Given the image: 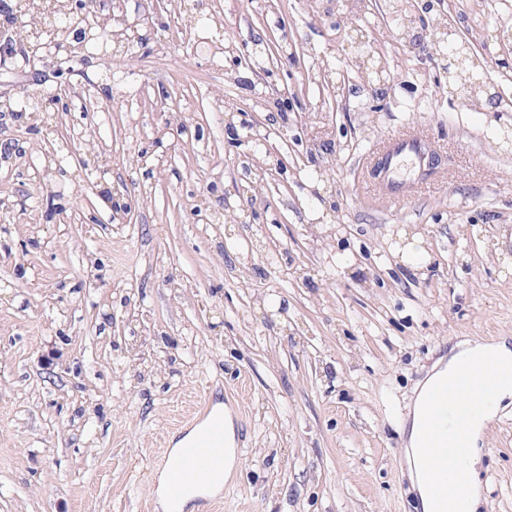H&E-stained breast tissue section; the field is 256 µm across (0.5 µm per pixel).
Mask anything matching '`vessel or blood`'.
<instances>
[{"instance_id":"b4317fda","label":"vessel or blood","mask_w":512,"mask_h":512,"mask_svg":"<svg viewBox=\"0 0 512 512\" xmlns=\"http://www.w3.org/2000/svg\"><path fill=\"white\" fill-rule=\"evenodd\" d=\"M423 147L417 138L397 139L394 146L380 156L382 175L389 183L384 195L391 203H399L405 192L393 189L396 170L404 159H421ZM505 380V372L494 355L462 364L451 384L435 387L426 402L428 422L423 438L426 453L452 451L459 466L448 478H436L433 500L435 512H440L445 492H452L455 512H465L468 482L460 466L470 454L466 428L481 413L484 401L491 397ZM224 423L210 421L207 429L185 448L173 465L170 493L180 498L203 477H218L224 471Z\"/></svg>"}]
</instances>
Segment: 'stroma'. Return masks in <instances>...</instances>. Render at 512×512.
<instances>
[{"instance_id":"obj_1","label":"stroma","mask_w":512,"mask_h":512,"mask_svg":"<svg viewBox=\"0 0 512 512\" xmlns=\"http://www.w3.org/2000/svg\"><path fill=\"white\" fill-rule=\"evenodd\" d=\"M13 3L0 512H160L161 445L204 403L230 406L240 461L218 512H421L400 428L419 383L458 342L512 345V112L460 106L382 0H125L110 22L139 39L106 65L73 32L44 62L10 44ZM437 13L503 84L512 0ZM347 17L391 81L360 77ZM404 133L441 162L394 206L368 167ZM481 448V512H512V406Z\"/></svg>"}]
</instances>
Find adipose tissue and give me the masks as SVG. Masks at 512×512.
I'll return each instance as SVG.
<instances>
[{"mask_svg": "<svg viewBox=\"0 0 512 512\" xmlns=\"http://www.w3.org/2000/svg\"><path fill=\"white\" fill-rule=\"evenodd\" d=\"M494 353L505 369H512V347L507 342H499L494 346L474 344L451 355L448 361L437 362L433 373L428 377V385H435L451 380L455 371L465 362H472L482 358L486 353ZM426 394L418 392L414 405L404 419L402 431L405 435V456L411 476L417 486L421 506L424 512H429L432 502L431 477L433 469H455L456 462L452 454H442L434 457L431 462H424L422 457L421 442L427 421L424 405ZM512 402V382L500 386L498 391L484 405L480 416L470 425L468 430L469 442L473 449L464 465V473L470 487L468 499L469 512H476L480 504L477 467L480 463V451L478 441L489 421H491L502 409Z\"/></svg>", "mask_w": 512, "mask_h": 512, "instance_id": "adipose-tissue-1", "label": "adipose tissue"}]
</instances>
